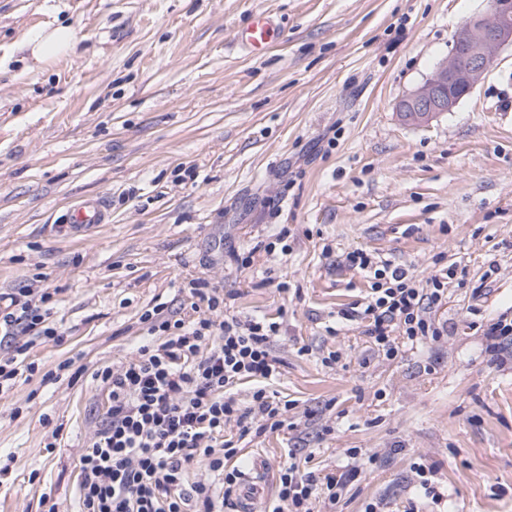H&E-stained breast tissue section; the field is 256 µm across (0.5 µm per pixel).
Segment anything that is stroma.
<instances>
[{"label":"stroma","mask_w":512,"mask_h":512,"mask_svg":"<svg viewBox=\"0 0 512 512\" xmlns=\"http://www.w3.org/2000/svg\"><path fill=\"white\" fill-rule=\"evenodd\" d=\"M490 0H0V293L52 292L62 343L0 396V512H77L80 456L107 411L92 372L124 363L189 283L223 288L228 312L282 329L295 429L245 442L266 512L289 453L318 476L366 463L335 512H512V47L428 123L397 102L447 57ZM280 26L260 56L239 30ZM71 26L74 55L33 62L21 44ZM112 219L68 235L70 204ZM366 249L419 283L455 265L432 319L438 340L372 349L341 319L370 284L343 259ZM252 253L240 265L235 254ZM286 283L279 291L278 283ZM335 351L339 359L324 365ZM85 375L44 382L63 359ZM432 467L447 499L424 497ZM414 465L413 469L417 483L423 489L425 496L431 498L435 503H441L445 494L434 480V471L423 464Z\"/></svg>","instance_id":"35a3bbf8"}]
</instances>
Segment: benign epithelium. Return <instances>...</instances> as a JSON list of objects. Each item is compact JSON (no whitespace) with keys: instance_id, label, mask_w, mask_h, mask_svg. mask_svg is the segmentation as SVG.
I'll return each mask as SVG.
<instances>
[{"instance_id":"obj_1","label":"benign epithelium","mask_w":512,"mask_h":512,"mask_svg":"<svg viewBox=\"0 0 512 512\" xmlns=\"http://www.w3.org/2000/svg\"><path fill=\"white\" fill-rule=\"evenodd\" d=\"M506 45H512V0H493L488 13L472 17L455 33L448 56L398 102L396 112L420 124L452 111Z\"/></svg>"}]
</instances>
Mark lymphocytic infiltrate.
Segmentation results:
<instances>
[{"label": "lymphocytic infiltrate", "mask_w": 512, "mask_h": 512, "mask_svg": "<svg viewBox=\"0 0 512 512\" xmlns=\"http://www.w3.org/2000/svg\"><path fill=\"white\" fill-rule=\"evenodd\" d=\"M344 264L368 279L370 294L362 309L341 316L364 321L374 349L387 359L399 354L397 338L440 336L430 313L442 304L453 268L422 286L408 270L363 250L348 253ZM191 294L196 317L177 318L156 304L141 316L152 342L125 364L95 371L110 405L80 457L79 512H224L241 479L226 429L243 438L287 426L290 402L273 399L264 387L281 364L271 347L279 323L226 314L217 287L195 286ZM51 299L30 288L0 297V394L32 371L27 358L35 340L63 341L50 319ZM243 380L257 384L245 405L231 392ZM348 455L345 472L321 480L300 460L283 465L268 512H314L320 498L338 503L362 472L357 449ZM195 467L203 471L196 480Z\"/></svg>", "instance_id": "lymphocytic-infiltrate-1"}]
</instances>
